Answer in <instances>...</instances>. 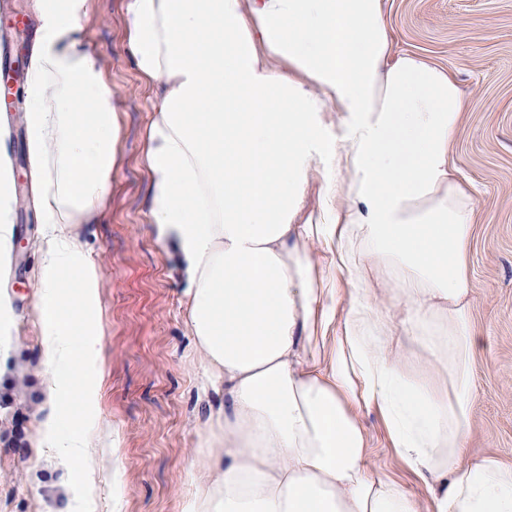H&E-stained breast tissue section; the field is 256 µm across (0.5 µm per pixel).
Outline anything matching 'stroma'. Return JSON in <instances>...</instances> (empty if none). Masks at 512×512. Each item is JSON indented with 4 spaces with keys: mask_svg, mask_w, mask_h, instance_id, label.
Returning <instances> with one entry per match:
<instances>
[{
    "mask_svg": "<svg viewBox=\"0 0 512 512\" xmlns=\"http://www.w3.org/2000/svg\"><path fill=\"white\" fill-rule=\"evenodd\" d=\"M91 2L88 33L102 53L122 129L112 190L98 223L81 229L86 257L99 269L93 464L84 484L74 485L55 450L39 445L48 405L34 244L43 226L17 121L10 148L25 201L15 208L17 323L0 344V512H183L206 454L204 371L187 331L173 250L148 222L145 138L155 99L127 51L126 0ZM28 3L10 0L0 11L12 69L26 67L35 39ZM384 11L400 47L448 68L464 94L453 157L475 187L472 318L484 338L473 361L477 393L465 456L494 453L512 462V0H384ZM361 418L374 439L373 466L424 497L388 448L380 416L366 409Z\"/></svg>",
    "mask_w": 512,
    "mask_h": 512,
    "instance_id": "35a3bbf8",
    "label": "stroma"
}]
</instances>
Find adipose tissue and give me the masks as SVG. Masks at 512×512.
I'll return each mask as SVG.
<instances>
[{
    "label": "adipose tissue",
    "instance_id": "ef3b65f1",
    "mask_svg": "<svg viewBox=\"0 0 512 512\" xmlns=\"http://www.w3.org/2000/svg\"><path fill=\"white\" fill-rule=\"evenodd\" d=\"M27 156L45 232L37 307L68 474L95 426L99 220L121 126L91 0H32ZM154 89L149 221L186 281V324L224 403L204 414L185 512H512V463L463 462L475 392L474 197L453 147L454 75L398 49L383 0H126ZM16 181L0 134V335L10 336ZM325 252H318L317 244ZM375 409L410 495L370 463Z\"/></svg>",
    "mask_w": 512,
    "mask_h": 512
}]
</instances>
